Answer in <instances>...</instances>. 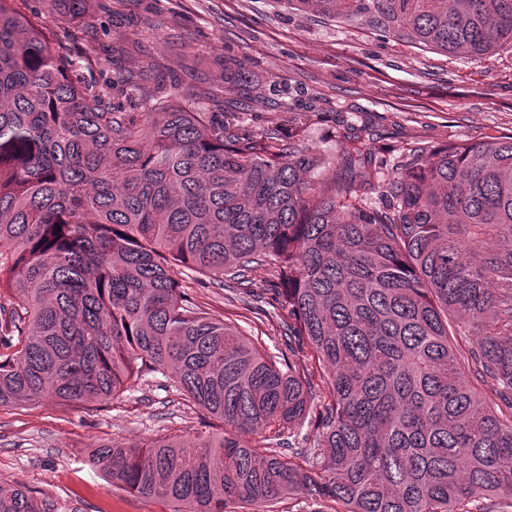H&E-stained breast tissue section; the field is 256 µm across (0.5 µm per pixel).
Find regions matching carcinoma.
<instances>
[{"label": "carcinoma", "instance_id": "cac0c4a2", "mask_svg": "<svg viewBox=\"0 0 512 512\" xmlns=\"http://www.w3.org/2000/svg\"><path fill=\"white\" fill-rule=\"evenodd\" d=\"M46 2L67 20L96 9ZM285 2L381 21L447 54L512 49V0ZM91 66L0 0V407L103 402L170 374L222 436L112 439L92 462L172 512L287 495L331 512L512 509V136L410 150L370 209L362 141L342 174L290 140L213 124L188 90H147V63L98 80ZM130 92L142 111L116 110ZM263 265L330 404L173 277L183 266L243 286ZM472 374L494 382V406ZM306 425L324 465L260 453L307 442ZM0 512L46 508L17 482L0 486Z\"/></svg>", "mask_w": 512, "mask_h": 512}]
</instances>
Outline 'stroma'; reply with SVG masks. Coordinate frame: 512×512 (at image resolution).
<instances>
[{
    "mask_svg": "<svg viewBox=\"0 0 512 512\" xmlns=\"http://www.w3.org/2000/svg\"><path fill=\"white\" fill-rule=\"evenodd\" d=\"M97 19L78 47L100 78L153 63L147 87L193 88L215 121L237 110L239 131L291 137L342 162L354 137L381 174L418 145L434 149L512 135V51L452 56L395 37L368 20L331 21L316 9L284 0H98ZM122 39L129 51L111 53ZM245 62L244 90L224 87L225 63ZM202 309L242 329L265 353L299 368L313 365L305 341L291 336L273 307L268 268L250 272L254 296L175 272ZM221 434L217 421L185 401L162 375L142 377L106 403L0 407V485L24 483L50 512H170L162 500L110 485L90 457L116 438L135 445L196 429Z\"/></svg>",
    "mask_w": 512,
    "mask_h": 512,
    "instance_id": "obj_1",
    "label": "stroma"
}]
</instances>
